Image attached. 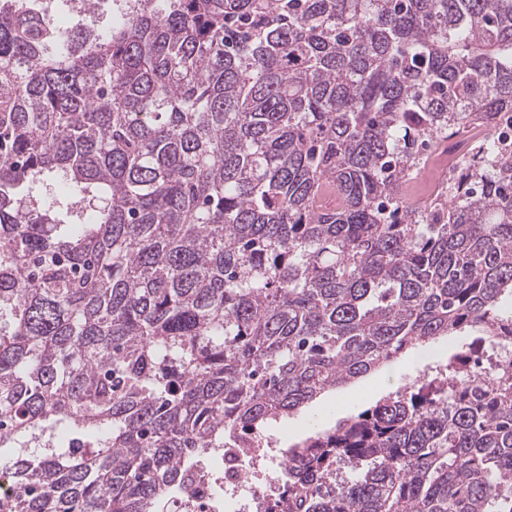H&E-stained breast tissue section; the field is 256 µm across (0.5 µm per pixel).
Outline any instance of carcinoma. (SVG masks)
Here are the masks:
<instances>
[{
	"label": "carcinoma",
	"instance_id": "1",
	"mask_svg": "<svg viewBox=\"0 0 512 512\" xmlns=\"http://www.w3.org/2000/svg\"><path fill=\"white\" fill-rule=\"evenodd\" d=\"M463 333L512 337V0H136L106 34L0 0V512H167L226 438ZM283 456L288 512H512V359ZM470 147L471 143L468 142H457L448 146L445 144L442 153L427 158L417 180V183L424 188L427 199L438 195L443 190L450 175L456 170Z\"/></svg>",
	"mask_w": 512,
	"mask_h": 512
}]
</instances>
